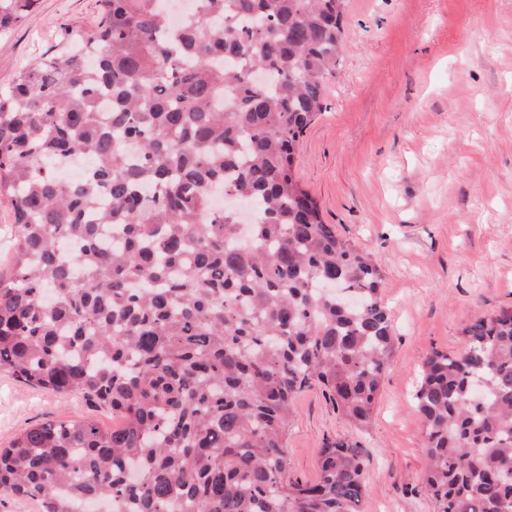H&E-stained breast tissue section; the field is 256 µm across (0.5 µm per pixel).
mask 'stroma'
I'll list each match as a JSON object with an SVG mask.
<instances>
[{"instance_id": "35a3bbf8", "label": "stroma", "mask_w": 512, "mask_h": 512, "mask_svg": "<svg viewBox=\"0 0 512 512\" xmlns=\"http://www.w3.org/2000/svg\"><path fill=\"white\" fill-rule=\"evenodd\" d=\"M98 0H38L0 34V90L91 32ZM327 109L296 174L326 223L383 275L395 344L372 422L356 429L320 388L288 436L294 477L315 480L326 441L363 452V512H434L413 394L423 355L462 351L464 327L512 309V0H349ZM110 411L0 372V446L24 428Z\"/></svg>"}]
</instances>
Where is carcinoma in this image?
I'll return each mask as SVG.
<instances>
[{
  "label": "carcinoma",
  "instance_id": "carcinoma-1",
  "mask_svg": "<svg viewBox=\"0 0 512 512\" xmlns=\"http://www.w3.org/2000/svg\"><path fill=\"white\" fill-rule=\"evenodd\" d=\"M99 0L96 29L0 94V370L121 423L47 420L0 448L39 512H363L364 463L326 442L288 473L295 400L369 424L392 355L382 273L294 176L327 109L348 0ZM37 0H0V32ZM91 156L82 182L58 173ZM229 192L255 209L249 242ZM428 353L414 401L435 512H512V310ZM12 216L7 199L0 201V260H6L13 250V236L11 232Z\"/></svg>",
  "mask_w": 512,
  "mask_h": 512
}]
</instances>
